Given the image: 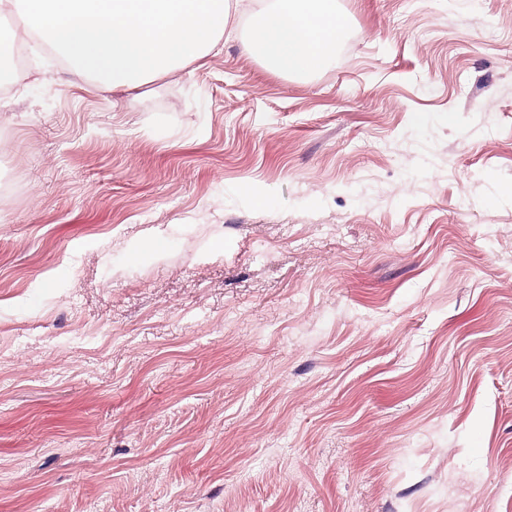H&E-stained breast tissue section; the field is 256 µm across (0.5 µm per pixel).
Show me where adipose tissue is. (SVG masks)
<instances>
[{
	"mask_svg": "<svg viewBox=\"0 0 512 512\" xmlns=\"http://www.w3.org/2000/svg\"><path fill=\"white\" fill-rule=\"evenodd\" d=\"M244 11L247 55L288 76L327 68L347 28L336 0H0V58L29 39L57 50L73 81L129 90L207 58Z\"/></svg>",
	"mask_w": 512,
	"mask_h": 512,
	"instance_id": "adipose-tissue-1",
	"label": "adipose tissue"
}]
</instances>
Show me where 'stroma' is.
<instances>
[{"mask_svg":"<svg viewBox=\"0 0 512 512\" xmlns=\"http://www.w3.org/2000/svg\"><path fill=\"white\" fill-rule=\"evenodd\" d=\"M331 64L0 91V512H512V0H338Z\"/></svg>","mask_w":512,"mask_h":512,"instance_id":"obj_1","label":"stroma"}]
</instances>
